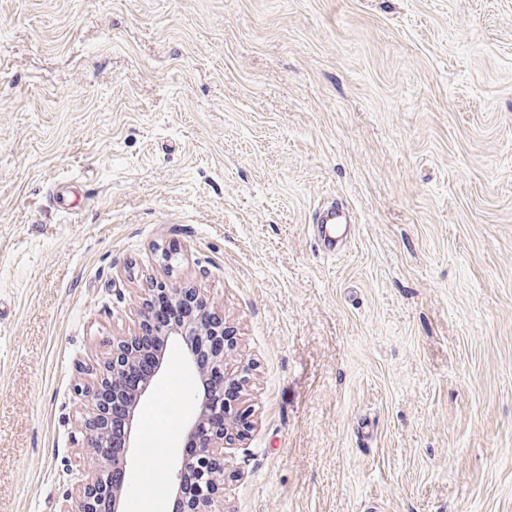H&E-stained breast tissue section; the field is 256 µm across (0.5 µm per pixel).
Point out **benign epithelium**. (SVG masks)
<instances>
[{
  "label": "benign epithelium",
  "mask_w": 512,
  "mask_h": 512,
  "mask_svg": "<svg viewBox=\"0 0 512 512\" xmlns=\"http://www.w3.org/2000/svg\"><path fill=\"white\" fill-rule=\"evenodd\" d=\"M150 292L164 294L187 310L185 322L169 328L165 336L183 346L184 361L194 369L201 386V391L192 397L195 410L186 428V437L197 439L199 483L193 491L185 488V463L182 462L171 492L183 498L182 512H224V497L220 491L224 490L226 479V450L237 447L251 427V409L242 395L249 382L250 368L230 365L229 353L234 350L235 336L225 330L224 317L213 306L205 305L209 320L204 323L192 312L191 300L201 298L199 289L158 283ZM138 339L136 333L113 338L112 357L104 362L103 377L78 388L87 407L82 424L83 439L78 448V512H101L99 503L106 494L112 496V512H122V503L130 492L129 456L136 454L139 447V412L153 393V381L133 389L126 398L129 433L121 457H106L99 448L108 438V414L102 399L105 389L110 386L115 390L146 370L156 378L167 367L164 356L155 361L144 358Z\"/></svg>",
  "instance_id": "1"
}]
</instances>
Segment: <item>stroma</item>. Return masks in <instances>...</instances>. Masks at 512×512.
<instances>
[{"instance_id":"stroma-1","label":"stroma","mask_w":512,"mask_h":512,"mask_svg":"<svg viewBox=\"0 0 512 512\" xmlns=\"http://www.w3.org/2000/svg\"><path fill=\"white\" fill-rule=\"evenodd\" d=\"M156 281L251 368L226 512H512V0H0V512L75 500ZM345 212L346 209L343 206L336 207V205H330L318 212L316 231L322 247L327 251H336V234L339 224H344Z\"/></svg>"}]
</instances>
